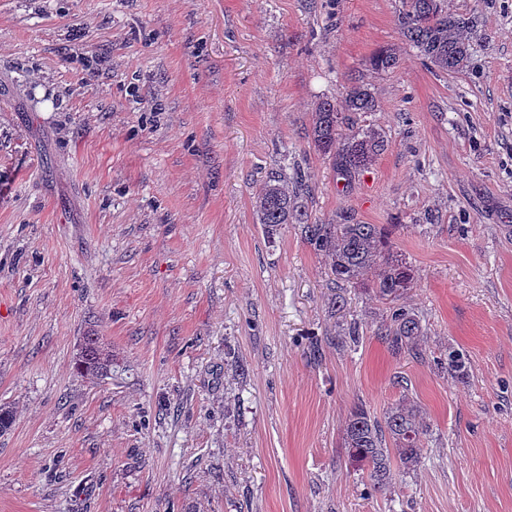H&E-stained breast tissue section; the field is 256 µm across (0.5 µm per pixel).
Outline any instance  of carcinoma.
I'll return each instance as SVG.
<instances>
[{
  "instance_id": "carcinoma-1",
  "label": "carcinoma",
  "mask_w": 512,
  "mask_h": 512,
  "mask_svg": "<svg viewBox=\"0 0 512 512\" xmlns=\"http://www.w3.org/2000/svg\"><path fill=\"white\" fill-rule=\"evenodd\" d=\"M472 20L456 15L448 0H405L397 25L403 37L413 44L437 70L455 72L465 66L470 44L468 29ZM370 70L385 73L397 68L399 56L394 47L378 49L368 60ZM376 101L368 85L355 82L340 99H325L312 112L311 136L315 148L329 158L336 171L350 178L368 169L385 148L384 136L370 128L353 131L348 112H373ZM303 191L299 181L270 176L255 189L252 207L267 237L279 233L285 224H297L306 242L329 259L334 281L371 290L391 304L388 322L380 336L396 355L414 354L421 336L419 321L398 304L414 284V269L394 255L388 233L379 224H362L349 211L336 214L324 224L307 223L298 199ZM456 376H464L465 365L453 351L437 360ZM82 377H102L112 369V354L99 337H84L75 360ZM427 429L419 412L411 405L392 408L379 421L364 407L356 406L346 418L344 447L351 463L367 473L370 489L382 492L390 487L393 466L411 470L421 463V438Z\"/></svg>"
}]
</instances>
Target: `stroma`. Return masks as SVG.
Segmentation results:
<instances>
[{"instance_id":"1","label":"stroma","mask_w":512,"mask_h":512,"mask_svg":"<svg viewBox=\"0 0 512 512\" xmlns=\"http://www.w3.org/2000/svg\"><path fill=\"white\" fill-rule=\"evenodd\" d=\"M449 5L447 74L403 0H0V512H512V0ZM354 78L386 146L347 181L308 130ZM296 168L309 222L391 225L421 357L299 225L266 237L252 194ZM405 397L422 461L369 491L345 420ZM472 20L450 11L447 0H406L397 25L438 71L462 69L470 50L468 29ZM370 70L374 73H385L397 68L399 56L394 47H381L368 60ZM75 369L81 377L97 378L112 369V354L102 346L98 336L84 337L75 360Z\"/></svg>"}]
</instances>
